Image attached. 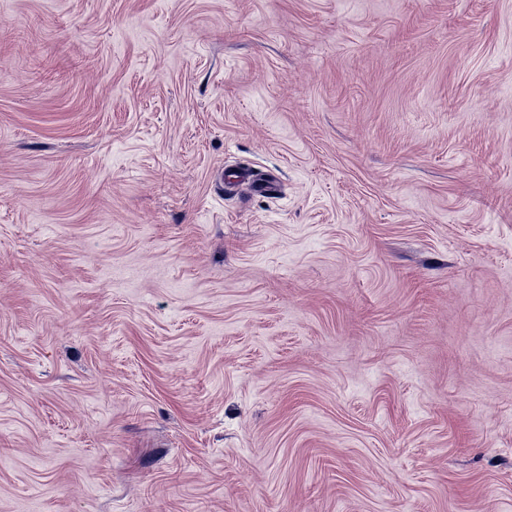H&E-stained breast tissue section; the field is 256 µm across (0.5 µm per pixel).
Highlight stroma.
<instances>
[{"instance_id": "obj_1", "label": "stroma", "mask_w": 512, "mask_h": 512, "mask_svg": "<svg viewBox=\"0 0 512 512\" xmlns=\"http://www.w3.org/2000/svg\"><path fill=\"white\" fill-rule=\"evenodd\" d=\"M0 512H512V0H0Z\"/></svg>"}]
</instances>
